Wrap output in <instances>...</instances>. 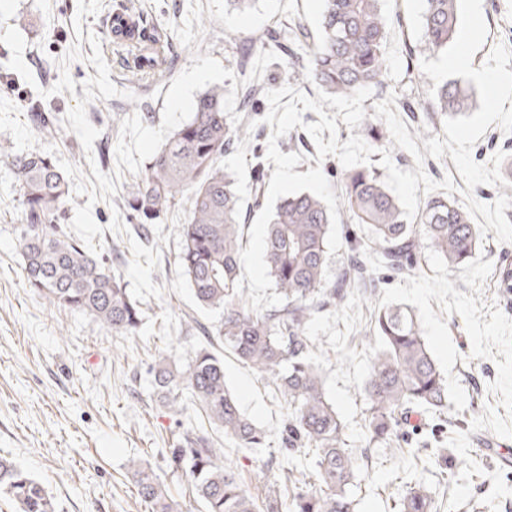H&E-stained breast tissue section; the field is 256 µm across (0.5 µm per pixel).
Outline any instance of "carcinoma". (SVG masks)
Listing matches in <instances>:
<instances>
[{
  "instance_id": "1",
  "label": "carcinoma",
  "mask_w": 512,
  "mask_h": 512,
  "mask_svg": "<svg viewBox=\"0 0 512 512\" xmlns=\"http://www.w3.org/2000/svg\"><path fill=\"white\" fill-rule=\"evenodd\" d=\"M323 2L320 35L313 43H307L305 24L294 23L293 39L302 50L296 80L339 96L382 84L388 69V20L381 0ZM458 24V0H426L422 28L429 48L448 47ZM113 33L132 56L133 76L157 74L154 66L164 61L163 44L146 39L139 23ZM279 52L288 53V45L273 31L249 44L243 54ZM468 97L460 82H446L437 91L438 108L459 114ZM223 101L221 88L196 97L190 119L176 127L145 164L126 208L146 234L149 225L188 203L187 219L180 225L181 273L201 307L223 312L216 335L224 350L268 380L285 408L281 440L286 457L308 456L314 468L283 469L293 495L287 496L276 483L258 500L244 489L234 468L224 464V449L216 447L203 426L186 433L183 443L171 449V461L185 473L204 512H355L357 453L347 443V426L329 401L315 362L322 346L306 336L305 327L313 315L343 307L353 290L370 296L380 279L419 269L429 247L450 268L465 264L478 246L476 229L464 208L441 198L426 201L409 221L375 170L346 171L340 178L342 203L352 223L367 227V242L351 243L336 278L325 279L328 208L310 192L284 197L273 212L265 253L269 275L284 302L262 312L251 310L236 294L247 211H242L241 220L235 219L236 179L219 166L228 146L247 138V125L233 126ZM11 165L23 206L19 248L27 286L50 304L88 315L114 333L137 335L143 311L121 275L61 224L73 204L68 178L40 151L17 154ZM369 336L383 338L387 349L371 358L370 374L361 387L368 443L402 453L403 425L412 416L448 409L446 378L411 307L396 304L373 311ZM151 371L169 403L186 397L209 425L223 429L224 437L238 446L264 445L267 432L241 411L226 385L224 358L214 351L213 341L199 347L184 368L164 359ZM132 470L137 493L151 512H175L155 474L136 463ZM0 495L12 501L17 512H57L44 484L5 457H0ZM400 506L401 512H433L431 495L420 482L407 487Z\"/></svg>"
}]
</instances>
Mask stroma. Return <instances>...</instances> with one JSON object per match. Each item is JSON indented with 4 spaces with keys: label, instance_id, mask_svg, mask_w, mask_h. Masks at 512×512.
<instances>
[{
    "label": "stroma",
    "instance_id": "35a3bbf8",
    "mask_svg": "<svg viewBox=\"0 0 512 512\" xmlns=\"http://www.w3.org/2000/svg\"><path fill=\"white\" fill-rule=\"evenodd\" d=\"M117 0H103L96 15L83 18V32L101 42L111 81L122 96L98 99L87 107L91 124L100 135L91 150L65 130L57 135L36 130L28 108L40 100L45 111L64 119L83 84L96 75L89 64V43H77L72 27L78 0H0V35L15 27L23 36L24 60L34 80L8 68L10 51L0 44V456L12 459L41 480L55 496L58 512H151L138 497L131 477L130 462L150 466L166 486L181 512H198L199 502L186 477L171 462L170 450L182 434L200 423L199 411L189 402L175 405L162 399L153 385L150 367L159 357L174 356L187 365L195 356L199 339L194 322L218 326L221 311L200 307L181 274L179 226L186 209L171 212L154 225L151 246L161 251L160 267L152 281L165 287L163 299L143 302V325L138 335L112 333L91 317L49 304L28 288L21 269L18 238L22 224L21 197L9 162L12 155L41 151L62 158L82 174L96 169L114 174L115 147L120 123L139 115L145 125L156 128L162 120L165 95L171 81L187 66L192 54L177 37L169 39V59L162 76L133 79L124 57L110 37L112 11ZM204 36L198 52L221 61L224 68L239 71L242 44L255 41L270 30L288 32L295 20L316 29L322 0H254L241 12L229 0H202ZM425 0H383L389 18L388 70L382 85L362 103L374 115L375 102L396 95L398 102L411 103L399 110L409 133L424 128L443 136L444 115L436 99L427 94L434 82L421 69L422 59H436L422 38ZM487 25L483 47L473 57V67L483 65L496 46L512 50V0H483ZM235 43H227L226 35ZM81 57L61 68L60 60L71 47ZM297 61L291 57L256 61L251 72L264 89L254 104L268 110L265 93L292 84ZM69 72L74 92L53 93L62 72ZM48 98H40V90ZM134 100H127L125 92ZM282 153L301 154L297 172L314 167L333 170L332 186H339L343 167L334 156L318 159L313 140L302 127L294 128L277 141ZM135 175L124 174L112 201L89 203L76 197L78 206H91L95 221L104 228L101 257L117 273H125L131 251L125 237L112 234L108 226L113 211L124 208ZM453 344L459 354L453 373L467 395L465 410L447 412L445 417L426 413L419 427L409 428L410 451L396 455L388 449L358 444L362 467L361 488L356 493L357 512H400V494L406 484L421 481L428 487L437 512H446L452 482L464 462L448 439L457 432L468 433L470 454L481 472L472 476V496L459 512H512V467L501 465L488 453V446L512 449V438L494 435L490 429L471 431L472 420L487 409H500L501 397L491 384L497 377L493 359L471 355V341L463 319L446 316ZM228 387L242 411L269 430L265 447L245 449L226 439L222 430L209 433L224 450V461L235 467L252 493L281 474L286 461L280 456V435L285 410L266 380L232 354L224 356Z\"/></svg>",
    "mask_w": 512,
    "mask_h": 512
}]
</instances>
